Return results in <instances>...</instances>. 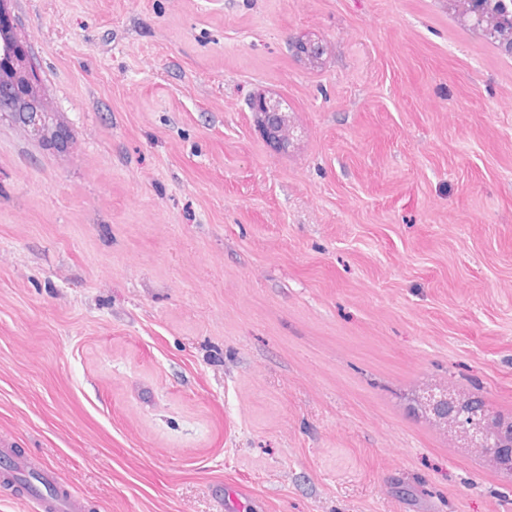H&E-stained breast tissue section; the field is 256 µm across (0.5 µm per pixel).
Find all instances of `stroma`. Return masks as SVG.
Segmentation results:
<instances>
[{
  "mask_svg": "<svg viewBox=\"0 0 512 512\" xmlns=\"http://www.w3.org/2000/svg\"><path fill=\"white\" fill-rule=\"evenodd\" d=\"M8 9L49 117L0 112L12 451L88 512H512L414 402L512 413V58L448 0ZM250 109L259 119V125L264 134H269L270 125L276 124L281 112V103L268 97H255L250 103Z\"/></svg>",
  "mask_w": 512,
  "mask_h": 512,
  "instance_id": "1",
  "label": "stroma"
}]
</instances>
